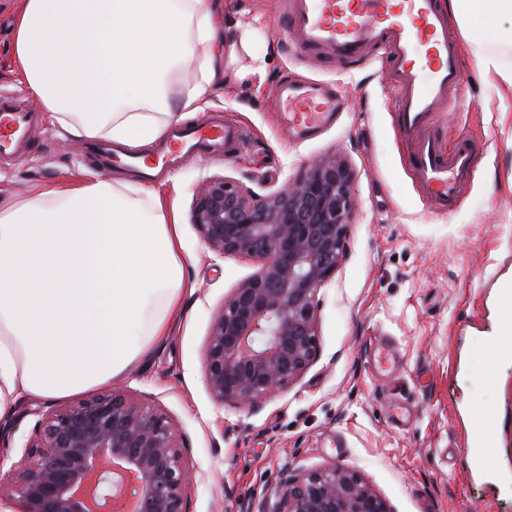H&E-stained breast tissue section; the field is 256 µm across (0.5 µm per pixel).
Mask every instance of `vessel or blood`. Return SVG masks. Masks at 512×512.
Segmentation results:
<instances>
[{
  "instance_id": "obj_1",
  "label": "vessel or blood",
  "mask_w": 512,
  "mask_h": 512,
  "mask_svg": "<svg viewBox=\"0 0 512 512\" xmlns=\"http://www.w3.org/2000/svg\"><path fill=\"white\" fill-rule=\"evenodd\" d=\"M290 32L310 53L346 64L367 48L386 46L387 72L395 91L397 131L408 147L407 161L417 174L425 200L448 212L474 176V150L460 140L442 146L432 132L433 117L451 103L463 82L458 47L436 0H295ZM280 100L288 106V124L309 138L326 127L341 103L320 84L283 83ZM33 111L0 96V154L9 155L26 143ZM242 140L237 126L191 125L177 128L164 162L198 147ZM481 436L472 448L482 458L492 445L490 418L474 415Z\"/></svg>"
}]
</instances>
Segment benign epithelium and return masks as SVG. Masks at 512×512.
Wrapping results in <instances>:
<instances>
[{"label":"benign epithelium","instance_id":"1","mask_svg":"<svg viewBox=\"0 0 512 512\" xmlns=\"http://www.w3.org/2000/svg\"><path fill=\"white\" fill-rule=\"evenodd\" d=\"M353 174L320 158L287 188L259 194L224 176L193 196L192 224L211 252L259 269L224 298L204 351L219 404L254 405L299 380L319 357L320 290L346 258ZM175 421L126 391L95 393L39 415L0 506L13 512H184L191 473ZM270 512H394L336 465L288 478Z\"/></svg>","mask_w":512,"mask_h":512}]
</instances>
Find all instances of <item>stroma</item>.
Listing matches in <instances>:
<instances>
[{
  "instance_id": "obj_1",
  "label": "stroma",
  "mask_w": 512,
  "mask_h": 512,
  "mask_svg": "<svg viewBox=\"0 0 512 512\" xmlns=\"http://www.w3.org/2000/svg\"><path fill=\"white\" fill-rule=\"evenodd\" d=\"M17 8L18 0H0V91L35 110L12 70ZM286 21L284 0H224L225 26H248L245 45H225L224 73L244 81L225 86L194 119L239 125L244 139L232 152L182 160L157 177L181 216L185 277L196 288L184 295L166 340L119 385L184 432V462L195 473L185 512H265L288 476L331 463L357 473L395 512H512V351L487 362L501 330L499 286L512 281V94H498L477 60L493 52L512 65V18L499 20L493 42L448 20L464 83L436 127L478 143L474 177L449 213L429 206L405 160L394 91L380 72L384 50L335 65L302 52ZM286 78L334 85L343 100L339 120L294 141L275 98ZM91 145L42 119L22 156L0 159V199L68 186L85 171L143 188L123 167H103ZM332 155L354 174V209L347 259L319 293V358L258 406L216 403L203 368L210 325L259 265L214 258L191 222L194 191L215 174L274 191ZM382 339L397 351L388 374L373 368ZM58 406L15 405L0 431V479L13 473L38 412ZM477 413L497 424L480 464L467 454Z\"/></svg>"
}]
</instances>
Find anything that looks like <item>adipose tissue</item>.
Returning <instances> with one entry per match:
<instances>
[{"instance_id":"1","label":"adipose tissue","mask_w":512,"mask_h":512,"mask_svg":"<svg viewBox=\"0 0 512 512\" xmlns=\"http://www.w3.org/2000/svg\"><path fill=\"white\" fill-rule=\"evenodd\" d=\"M462 23L512 0H448ZM216 0H19V83L51 122L130 147L162 139L224 85ZM198 59V76L172 80ZM161 197L96 174L0 203V421L22 396L59 399L120 380L174 321L186 287Z\"/></svg>"}]
</instances>
